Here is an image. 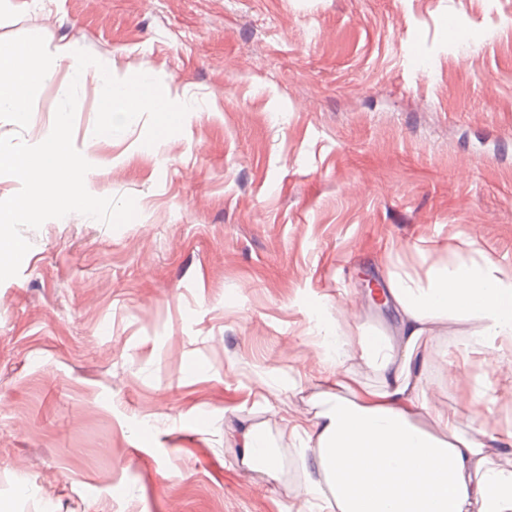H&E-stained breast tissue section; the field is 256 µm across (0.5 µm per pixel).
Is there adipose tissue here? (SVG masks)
Returning <instances> with one entry per match:
<instances>
[{
	"label": "adipose tissue",
	"mask_w": 512,
	"mask_h": 512,
	"mask_svg": "<svg viewBox=\"0 0 512 512\" xmlns=\"http://www.w3.org/2000/svg\"><path fill=\"white\" fill-rule=\"evenodd\" d=\"M417 254L425 272L399 258L387 271L398 317L392 332L334 324L323 303L310 310L323 349V408L313 426L287 423L306 512H512V468L491 464L485 451L489 439L512 448V429L487 407L497 384L480 381L467 404L446 409L430 392L455 386V374H428L440 336L455 337L469 355L512 356V268L468 237L446 251L424 246ZM354 363L370 369L377 386L348 374ZM422 417L430 429L418 427ZM465 425L472 434L462 433Z\"/></svg>",
	"instance_id": "obj_1"
}]
</instances>
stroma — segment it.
<instances>
[{
	"label": "stroma",
	"instance_id": "35a3bbf8",
	"mask_svg": "<svg viewBox=\"0 0 512 512\" xmlns=\"http://www.w3.org/2000/svg\"><path fill=\"white\" fill-rule=\"evenodd\" d=\"M22 34L151 70L192 110L152 151L143 117L93 143L96 78L78 90L90 191L138 215L23 231L0 282V512H294L311 305L390 330L363 278L463 234L512 267V0H0V40ZM67 72L0 136H44ZM484 371L512 424V365ZM241 424L277 477L242 464Z\"/></svg>",
	"mask_w": 512,
	"mask_h": 512
}]
</instances>
